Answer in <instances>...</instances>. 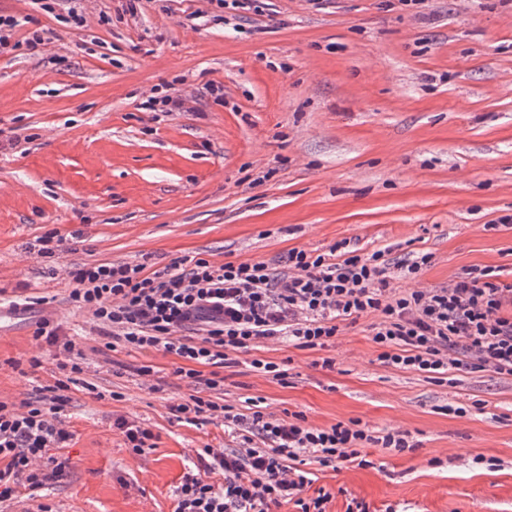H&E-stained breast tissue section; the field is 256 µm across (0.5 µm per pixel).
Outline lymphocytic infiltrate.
Returning a JSON list of instances; mask_svg holds the SVG:
<instances>
[{
	"label": "lymphocytic infiltrate",
	"instance_id": "obj_1",
	"mask_svg": "<svg viewBox=\"0 0 512 512\" xmlns=\"http://www.w3.org/2000/svg\"><path fill=\"white\" fill-rule=\"evenodd\" d=\"M68 301L87 310L108 350H156L173 356L175 373L191 392L173 400L176 422L220 418L236 448H204L197 469L184 473L174 512H270L294 503L299 512H326L329 496L303 497L306 474L297 462L314 454L319 465L360 460L362 443L409 450L404 433L371 437L336 423L310 427L259 410L245 416L214 401L224 389V367L234 353L262 339L290 337L299 347H329L340 325L373 316L372 340L384 364L421 373L488 371L512 376V285H498L488 269L466 270L442 288H392L384 250L369 253L334 243L321 253L294 249L288 270L268 263L177 259L154 269L144 263L100 262L70 268ZM37 343L56 350L59 379L11 408L0 402V503L21 489H40L61 477L57 457L72 432L60 413L74 375L84 366L61 323L41 319ZM222 474L215 486L210 475Z\"/></svg>",
	"mask_w": 512,
	"mask_h": 512
}]
</instances>
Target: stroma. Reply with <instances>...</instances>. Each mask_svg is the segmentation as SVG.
Listing matches in <instances>:
<instances>
[{
  "instance_id": "obj_1",
  "label": "stroma",
  "mask_w": 512,
  "mask_h": 512,
  "mask_svg": "<svg viewBox=\"0 0 512 512\" xmlns=\"http://www.w3.org/2000/svg\"><path fill=\"white\" fill-rule=\"evenodd\" d=\"M79 3L78 27L58 21L63 0L51 13L0 0L18 35L48 36L39 54L0 55V401L54 384L55 350L33 331L58 318L90 367L65 407L69 465L41 502L173 512L198 450L236 441L218 420L172 422L171 399L189 393L172 356L105 348L51 266L197 255L283 271L289 250L345 239L394 262L430 253L416 280L392 279L401 290L472 267L512 285V0ZM164 95L182 107L145 109ZM51 228L80 235L52 262L27 250ZM22 294L48 302L13 310ZM373 322L341 323L324 350L260 341L225 368V404L408 433L411 450L368 444L362 466L307 463L304 494L330 493L328 512L353 499L370 512H512V376L452 369L438 382L386 366ZM255 357L287 368V383L253 371ZM119 417L150 426L155 448L131 453Z\"/></svg>"
}]
</instances>
